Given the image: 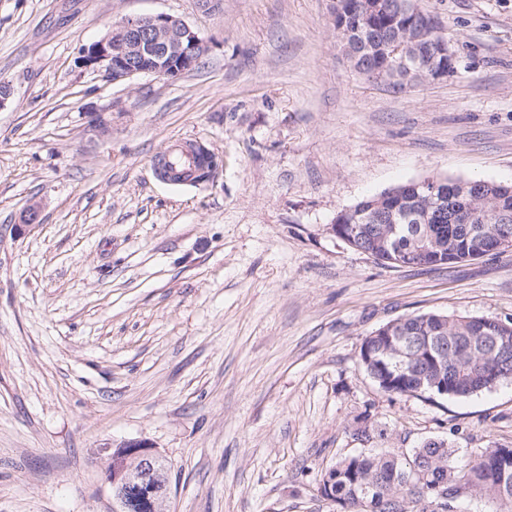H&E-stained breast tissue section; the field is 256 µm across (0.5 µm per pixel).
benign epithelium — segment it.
Returning <instances> with one entry per match:
<instances>
[{"label": "benign epithelium", "instance_id": "1", "mask_svg": "<svg viewBox=\"0 0 512 512\" xmlns=\"http://www.w3.org/2000/svg\"><path fill=\"white\" fill-rule=\"evenodd\" d=\"M412 22L405 24V37L388 44L386 52L397 62H409L407 73L425 72L433 79L448 77L454 53L438 33L435 21L412 9ZM206 51L199 34L185 21L165 13L126 17L103 38L80 50V62L88 70L101 71L114 81L151 74L175 79L193 69ZM196 156L195 183L207 181L221 163L219 156L201 143L192 148ZM171 488L166 484L152 492V512H165Z\"/></svg>", "mask_w": 512, "mask_h": 512}]
</instances>
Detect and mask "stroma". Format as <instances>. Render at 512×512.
<instances>
[{"mask_svg": "<svg viewBox=\"0 0 512 512\" xmlns=\"http://www.w3.org/2000/svg\"><path fill=\"white\" fill-rule=\"evenodd\" d=\"M416 2L455 69L398 87L350 67L331 0H0V512H114L103 451L132 441L168 462L170 512H336L319 480L361 448H512V383L401 396L360 362L406 315L512 320V250L394 268L330 230L427 177L512 185V0ZM157 13L205 41L194 69L79 65ZM183 141L223 168L161 181ZM196 156V177L198 185L207 181L221 163L219 156L201 143H196L192 148Z\"/></svg>", "mask_w": 512, "mask_h": 512, "instance_id": "obj_1", "label": "stroma"}]
</instances>
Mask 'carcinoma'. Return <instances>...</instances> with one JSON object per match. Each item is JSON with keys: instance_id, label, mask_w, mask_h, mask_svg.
I'll use <instances>...</instances> for the list:
<instances>
[{"instance_id": "carcinoma-1", "label": "carcinoma", "mask_w": 512, "mask_h": 512, "mask_svg": "<svg viewBox=\"0 0 512 512\" xmlns=\"http://www.w3.org/2000/svg\"><path fill=\"white\" fill-rule=\"evenodd\" d=\"M370 0H346V29L360 45L365 72L388 67L387 41L397 23L389 8L358 24ZM160 161L190 177L192 162L177 151L162 152ZM442 213L423 189L410 182L366 197L336 215L350 246L394 267L433 265L429 248L442 254L440 264L472 261L502 253L499 238H512V187L484 180L446 179ZM495 320L467 315L424 313L405 316L391 332L364 339L366 372L378 388L399 395L467 397L512 382V336L493 339ZM456 449L430 439L410 453L366 454L338 460L320 480L318 492L349 506V512H426L424 503L437 490L456 488L458 497L487 496L502 512H512V448H479L460 466ZM148 486L124 487L125 512H150Z\"/></svg>"}]
</instances>
